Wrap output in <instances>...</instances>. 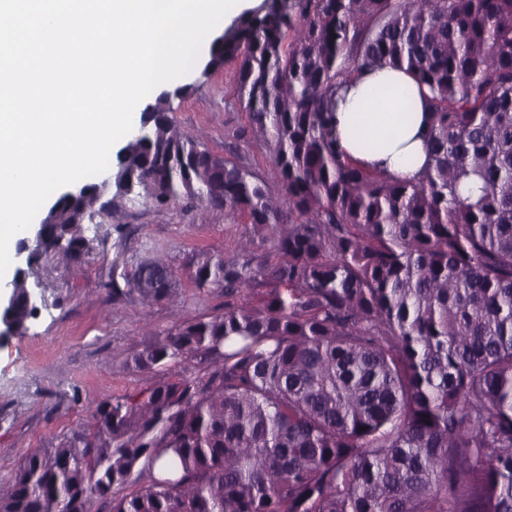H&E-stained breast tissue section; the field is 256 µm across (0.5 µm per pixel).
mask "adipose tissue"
<instances>
[{"label":"adipose tissue","mask_w":512,"mask_h":512,"mask_svg":"<svg viewBox=\"0 0 512 512\" xmlns=\"http://www.w3.org/2000/svg\"><path fill=\"white\" fill-rule=\"evenodd\" d=\"M414 110L401 121L404 100ZM424 105L413 77L384 68L361 75L337 112L340 145L352 159L384 163L388 172L405 180L416 179L428 155L421 137Z\"/></svg>","instance_id":"obj_1"}]
</instances>
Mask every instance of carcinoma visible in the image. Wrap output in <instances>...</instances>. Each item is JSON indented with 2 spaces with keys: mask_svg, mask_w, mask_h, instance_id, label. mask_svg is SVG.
<instances>
[{
  "mask_svg": "<svg viewBox=\"0 0 512 512\" xmlns=\"http://www.w3.org/2000/svg\"><path fill=\"white\" fill-rule=\"evenodd\" d=\"M285 197L142 110L115 194L224 210L244 239L189 268L224 310L133 353L158 377L22 456L0 512H512V0H260L210 43ZM411 74L429 163L414 181L349 158L336 109L359 74ZM59 194L27 262L89 251L96 204ZM157 301L164 260L123 273ZM15 279L4 313L33 310ZM140 484L119 496L114 488Z\"/></svg>",
  "mask_w": 512,
  "mask_h": 512,
  "instance_id": "obj_1",
  "label": "carcinoma"
}]
</instances>
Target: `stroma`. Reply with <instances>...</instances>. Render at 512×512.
I'll return each mask as SVG.
<instances>
[{
    "label": "stroma",
    "mask_w": 512,
    "mask_h": 512,
    "mask_svg": "<svg viewBox=\"0 0 512 512\" xmlns=\"http://www.w3.org/2000/svg\"><path fill=\"white\" fill-rule=\"evenodd\" d=\"M187 82L191 92L169 101L181 131L273 180L263 147L241 138L249 122L234 103V67L205 74L196 66ZM240 234L223 210L197 202L157 208L131 194L116 212L86 223L88 253L41 255L26 279L44 297L40 314L25 334L0 344V487L13 481L23 454L55 447L87 424L92 403L153 383L154 374L131 367L132 353L153 332L222 310L223 293L198 290L185 271ZM155 257L177 272L169 297L147 303L127 286L107 289L111 278Z\"/></svg>",
    "instance_id": "stroma-1"
}]
</instances>
